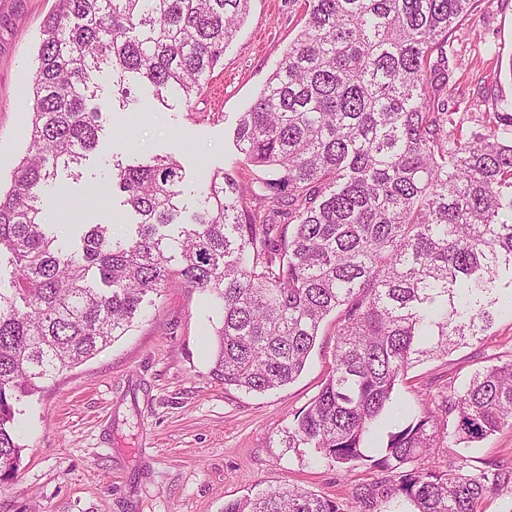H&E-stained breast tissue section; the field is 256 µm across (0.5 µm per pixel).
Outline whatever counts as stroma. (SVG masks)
Instances as JSON below:
<instances>
[{"instance_id": "obj_1", "label": "stroma", "mask_w": 512, "mask_h": 512, "mask_svg": "<svg viewBox=\"0 0 512 512\" xmlns=\"http://www.w3.org/2000/svg\"><path fill=\"white\" fill-rule=\"evenodd\" d=\"M55 0H0V184L28 149L29 91L42 22ZM298 0H251L224 64L191 106L146 98L110 115L112 134L44 205L59 239L108 222H130L121 193L103 210L90 188L107 190L103 161L134 163L170 153L181 161L182 201L194 209L203 167L229 168L234 128L301 27ZM495 46L488 56L486 46ZM453 50L462 69L463 110L485 112L512 99V0H480ZM220 311L191 288H173L112 346L44 384L19 404L24 450L0 481V512H224L233 500L285 486L351 501L369 470L341 472L309 449L288 445V425L317 395L331 368L335 317L324 323L303 373L266 393L224 387L212 374L213 328ZM512 358V316L497 317L483 342L409 370L399 401L419 410L432 395L461 386L477 367ZM512 458V430L471 446L437 449L436 462L465 467Z\"/></svg>"}]
</instances>
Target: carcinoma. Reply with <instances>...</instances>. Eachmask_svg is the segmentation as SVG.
Masks as SVG:
<instances>
[{
    "mask_svg": "<svg viewBox=\"0 0 512 512\" xmlns=\"http://www.w3.org/2000/svg\"><path fill=\"white\" fill-rule=\"evenodd\" d=\"M250 2L56 0L43 21L29 150L0 192V480L20 462L15 405L180 286L219 306L212 372L248 392L300 376L339 311L331 369L288 447L378 473L352 506L288 487L224 512H480L512 493V459L466 470L431 458L512 428V360L475 370L432 411L396 401L411 367L482 342L496 305L512 309V100L459 112L451 53L478 0H304L303 25L235 128L232 167L271 177L206 173L180 224L177 157L113 159L134 233L91 224L71 249L43 223L46 189L80 178L99 148L103 111L135 87L191 106Z\"/></svg>",
    "mask_w": 512,
    "mask_h": 512,
    "instance_id": "cac0c4a2",
    "label": "carcinoma"
}]
</instances>
